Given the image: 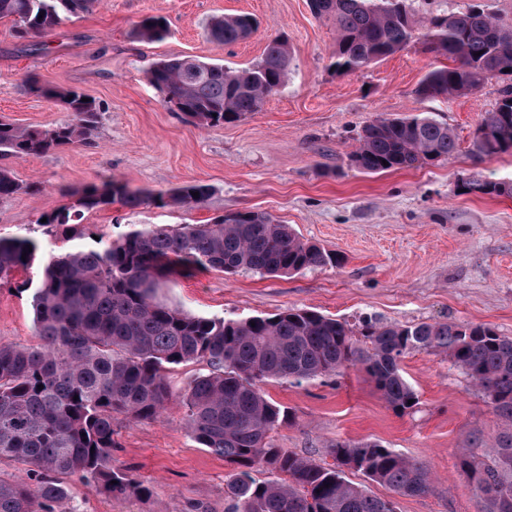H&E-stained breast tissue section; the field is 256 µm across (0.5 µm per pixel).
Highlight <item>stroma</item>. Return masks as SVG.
I'll list each match as a JSON object with an SVG mask.
<instances>
[{"label": "stroma", "mask_w": 512, "mask_h": 512, "mask_svg": "<svg viewBox=\"0 0 512 512\" xmlns=\"http://www.w3.org/2000/svg\"><path fill=\"white\" fill-rule=\"evenodd\" d=\"M479 2L486 13L512 22V0H414L426 11L459 12ZM250 14L260 23L249 39L230 46L209 41L208 19ZM151 15L165 17L168 37L148 44L132 29ZM0 21V116L24 127L50 128L67 118L59 105L31 93L26 77L76 89L94 99L101 123L92 142L20 160L0 156L34 194L0 198V236L24 235L44 250L60 241L39 218L67 204V191L116 179L133 188L166 189L202 183L203 207L147 203L85 214L87 234L111 242L131 225L207 224L237 211H260L289 225L304 241L336 252L335 267L260 276L199 269L172 278L160 291L166 303L194 316L246 318L290 308L311 309L357 324L421 322L490 324L512 337V197L469 193L466 182H512V154L493 157L473 147L476 130L498 98L502 80L476 94L448 99L418 95L424 76L442 57L410 43L363 70H329L336 29L316 17L309 0H98L89 11L26 40ZM284 35L292 51L284 88L239 121L201 127L167 104L147 77L160 59L196 57L235 68L257 63L268 39ZM433 115L457 136L445 161L379 174L352 166L348 155L361 128L377 116ZM32 293L0 287V343L34 346ZM204 364L168 375L172 395L156 419L115 416L116 465L148 485L145 497L113 498L93 482L68 478L74 512H224L223 458L198 446L184 424L182 394ZM419 404L396 414L366 373L302 383L268 382L264 390L290 411L272 432L275 447L332 463L331 445L375 441L423 463L432 475L420 496L367 483L395 512H476L474 486L459 471V451L491 443L503 420L446 353L420 350L401 362Z\"/></svg>", "instance_id": "1"}]
</instances>
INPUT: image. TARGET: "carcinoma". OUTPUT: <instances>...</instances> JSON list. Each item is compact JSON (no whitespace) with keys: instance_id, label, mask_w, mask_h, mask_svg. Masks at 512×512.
I'll list each match as a JSON object with an SVG mask.
<instances>
[{"instance_id":"carcinoma-1","label":"carcinoma","mask_w":512,"mask_h":512,"mask_svg":"<svg viewBox=\"0 0 512 512\" xmlns=\"http://www.w3.org/2000/svg\"><path fill=\"white\" fill-rule=\"evenodd\" d=\"M412 0H310L318 17L336 26L329 68L338 75L360 71L418 39L451 65L436 67L418 87L425 98L469 95L486 82L511 80L496 107L477 129L474 147L484 156L508 152L512 142V24L477 4L458 13H427L415 30ZM95 0H0V20L13 22L15 37L51 30ZM256 29L249 14L214 17L209 40L231 45ZM166 19L147 16L135 27L141 42H161ZM287 39L270 40L262 58L248 68L194 57L161 59L148 71L166 103L202 127H215L257 112L285 86ZM29 90L58 103L68 119L51 128L23 127L0 119V154L24 160L96 137L100 108L71 88L29 78ZM457 150L447 124L429 115L378 116L362 127L351 164L370 174L446 160ZM388 165H383V162ZM482 193L512 196L511 182L482 181ZM39 191L0 168V197ZM198 196H192V193ZM210 188L187 183L166 191L132 189L110 180L67 195L73 202L45 214L44 226L78 241L45 253L25 236L0 237V284L39 263L32 294L34 329L40 345L0 343V457L30 464L32 491L19 478H0V512H58L69 498L66 478L80 473L110 496H144L149 488L112 465L117 447L112 418L152 420L171 396L167 373L199 362L183 394L184 420L194 440L234 466L225 512H394L391 501L346 478L362 473L398 495L420 496L430 488L428 469L377 443L338 441L334 463H317L276 448L270 432L285 423L284 408L266 398L268 381L301 383L360 365L388 406L406 414L419 404L399 363L415 350H442L452 365L479 387L506 419L490 446L461 450L459 466L477 492V512H512V338L487 324L421 322L380 325L365 319L360 330L313 310L289 309L249 318L190 315L158 298L173 275L198 268L262 276H287L336 266L340 258L306 243L271 215L229 213L210 224L173 229H131L117 240L81 243L86 212L118 204L130 211L148 202L199 208ZM43 389H38V386ZM266 468L285 478L260 480Z\"/></svg>"}]
</instances>
